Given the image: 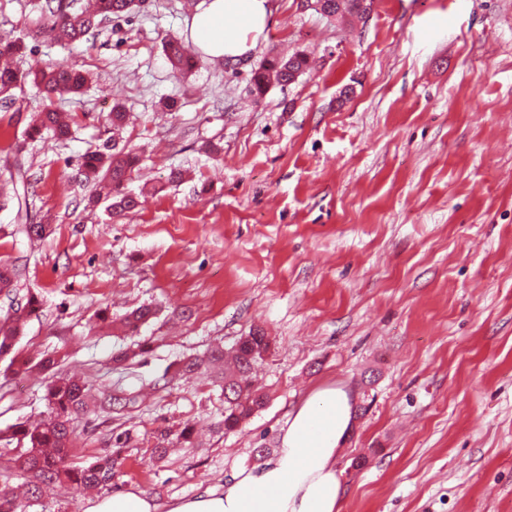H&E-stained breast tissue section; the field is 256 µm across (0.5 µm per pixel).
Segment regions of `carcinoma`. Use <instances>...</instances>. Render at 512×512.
<instances>
[{"label":"carcinoma","instance_id":"cac0c4a2","mask_svg":"<svg viewBox=\"0 0 512 512\" xmlns=\"http://www.w3.org/2000/svg\"><path fill=\"white\" fill-rule=\"evenodd\" d=\"M374 0H325L328 17L350 15L360 19L369 15ZM136 0H95L92 8H77L75 0H37L38 13L34 23L37 32L60 44H73L114 18L130 14ZM26 49L22 37H0V56H14ZM163 50L170 64L183 71H190L201 61L187 46L177 40L163 42ZM309 68L306 53L297 51L289 56L271 53L252 72L250 92L255 99L263 98L274 84L286 86L296 81ZM89 81L88 75L58 62L39 70L20 71L8 64L0 67V105L9 108L15 103L14 91L32 84L46 96L75 95L82 92ZM70 120L60 112L48 110L33 117L27 128V137L41 138L47 134L52 139L64 141L71 136ZM139 156L130 150L106 145L101 150L84 154L80 162V175L94 185L105 184L107 211L113 218H122L141 206L138 197L125 191V183L138 167ZM50 231L48 224H23L17 232L28 240H40ZM19 288L16 269L0 265V293L6 297L17 295ZM39 301L26 294L22 309L0 314V356L13 354L11 364L20 372L30 371L29 361L15 354V346L23 335L27 318L36 313ZM156 311L150 306L132 310L123 321L125 328L135 330L151 318ZM270 343L262 331H255L241 338L230 349L233 372L224 375V414L215 424L217 431L229 432L262 408L265 395L251 387L250 377L257 363L267 353ZM224 359V350L214 348L202 360L186 362L181 370L184 375L196 373L205 363ZM93 384L53 372L47 384V411L35 424L20 422L11 427L8 442L13 444L9 457L0 453V460L7 459L17 475L27 481L26 502L17 499L8 483L0 484V512H26L31 503L41 497L42 488L54 483H66L83 488L106 486L114 477V460L106 455L93 461L76 462L71 455L72 440L76 436L74 422L89 413L91 406L110 414L119 398L108 395L90 403Z\"/></svg>","mask_w":512,"mask_h":512}]
</instances>
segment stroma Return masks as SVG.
Wrapping results in <instances>:
<instances>
[{
    "instance_id": "35a3bbf8",
    "label": "stroma",
    "mask_w": 512,
    "mask_h": 512,
    "mask_svg": "<svg viewBox=\"0 0 512 512\" xmlns=\"http://www.w3.org/2000/svg\"><path fill=\"white\" fill-rule=\"evenodd\" d=\"M32 2L0 0V36L27 44L16 66L64 61L90 81L51 98L28 86L0 108V176L22 167L29 223L53 227L17 235L18 204L0 195V261L40 300L16 348L129 399L77 428L76 457L117 452L112 483L55 486L32 512H91L126 491L168 512L262 469L324 389L352 406L340 512H512V0H375L352 23L271 0L244 60L186 75L162 40L189 39L205 0H141L66 48L35 32ZM299 49L311 69L253 100L264 56ZM118 102L120 142L143 163L126 185L140 207L113 220L88 207L78 168L111 139ZM48 109L73 115L71 138H26ZM178 168L186 180L168 183ZM142 305L156 317L125 332ZM253 330L271 339L255 373L267 403L215 433L223 366L177 370ZM47 382L0 357V430L45 411ZM187 424L191 447L177 441ZM114 433L128 436L118 451Z\"/></svg>"
}]
</instances>
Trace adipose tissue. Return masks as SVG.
Instances as JSON below:
<instances>
[{"label":"adipose tissue","mask_w":512,"mask_h":512,"mask_svg":"<svg viewBox=\"0 0 512 512\" xmlns=\"http://www.w3.org/2000/svg\"><path fill=\"white\" fill-rule=\"evenodd\" d=\"M271 18L270 0H209L190 32L207 55L236 59L255 48ZM350 422L347 395L319 391L295 413L265 468L240 471L224 489L206 488L169 512H338L341 486L332 461Z\"/></svg>","instance_id":"adipose-tissue-1"}]
</instances>
